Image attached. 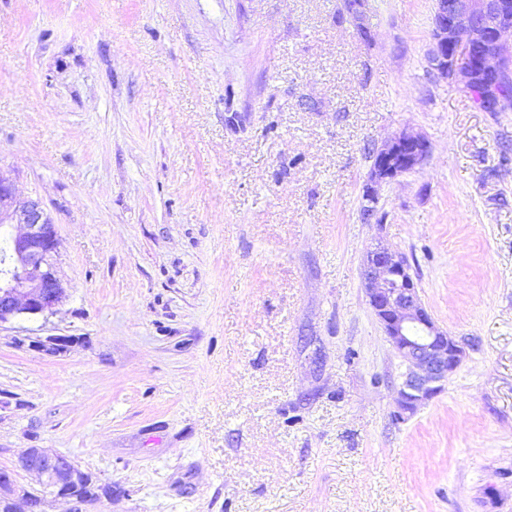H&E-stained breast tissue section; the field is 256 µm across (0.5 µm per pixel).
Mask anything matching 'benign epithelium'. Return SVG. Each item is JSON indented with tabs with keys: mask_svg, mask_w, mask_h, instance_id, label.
<instances>
[{
	"mask_svg": "<svg viewBox=\"0 0 512 512\" xmlns=\"http://www.w3.org/2000/svg\"><path fill=\"white\" fill-rule=\"evenodd\" d=\"M512 0H436L431 62L439 74L479 92L483 112L512 109ZM427 141L402 131L373 151L370 181L379 183L415 169L427 157ZM0 229L7 249L0 257V324L22 315L50 313L67 298L57 275L59 241L41 203L17 196L10 176L0 170ZM363 277L370 307L401 359L395 388L396 418L413 414L444 389L448 375L465 356L462 343L441 329L419 295L406 256L377 245L366 252ZM77 343L70 336L32 341L59 353ZM21 470L37 475L48 493L82 512L78 486L84 472L49 448H28ZM41 496L0 473V512H44Z\"/></svg>",
	"mask_w": 512,
	"mask_h": 512,
	"instance_id": "1",
	"label": "benign epithelium"
}]
</instances>
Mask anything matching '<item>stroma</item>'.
<instances>
[{
	"mask_svg": "<svg viewBox=\"0 0 512 512\" xmlns=\"http://www.w3.org/2000/svg\"><path fill=\"white\" fill-rule=\"evenodd\" d=\"M434 8L0 0V170L68 291L0 325V471L39 492L52 449L111 484L84 512H512V110L434 70ZM401 131L429 154L367 219ZM378 244L466 351L401 419Z\"/></svg>",
	"mask_w": 512,
	"mask_h": 512,
	"instance_id": "obj_1",
	"label": "stroma"
}]
</instances>
